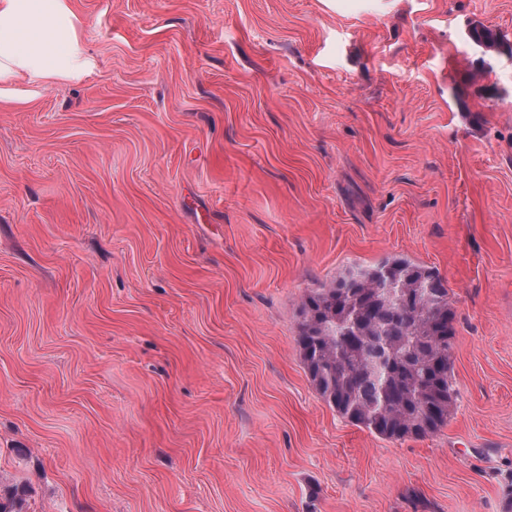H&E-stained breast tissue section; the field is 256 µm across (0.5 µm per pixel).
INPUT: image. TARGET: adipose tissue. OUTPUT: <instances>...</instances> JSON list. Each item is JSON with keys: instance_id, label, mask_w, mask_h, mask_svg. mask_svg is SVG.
Wrapping results in <instances>:
<instances>
[{"instance_id": "adipose-tissue-1", "label": "adipose tissue", "mask_w": 512, "mask_h": 512, "mask_svg": "<svg viewBox=\"0 0 512 512\" xmlns=\"http://www.w3.org/2000/svg\"><path fill=\"white\" fill-rule=\"evenodd\" d=\"M67 0H0V82L76 78L90 66Z\"/></svg>"}]
</instances>
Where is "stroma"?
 <instances>
[{
	"label": "stroma",
	"instance_id": "obj_1",
	"mask_svg": "<svg viewBox=\"0 0 512 512\" xmlns=\"http://www.w3.org/2000/svg\"><path fill=\"white\" fill-rule=\"evenodd\" d=\"M68 3L92 70L0 83V495L512 512V0ZM392 257L455 311L448 424L405 441L296 345Z\"/></svg>",
	"mask_w": 512,
	"mask_h": 512
}]
</instances>
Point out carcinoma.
<instances>
[{
    "label": "carcinoma",
    "instance_id": "1",
    "mask_svg": "<svg viewBox=\"0 0 512 512\" xmlns=\"http://www.w3.org/2000/svg\"><path fill=\"white\" fill-rule=\"evenodd\" d=\"M300 315L306 372L343 418L396 441L448 424L455 312L439 274L387 259L310 292Z\"/></svg>",
    "mask_w": 512,
    "mask_h": 512
}]
</instances>
